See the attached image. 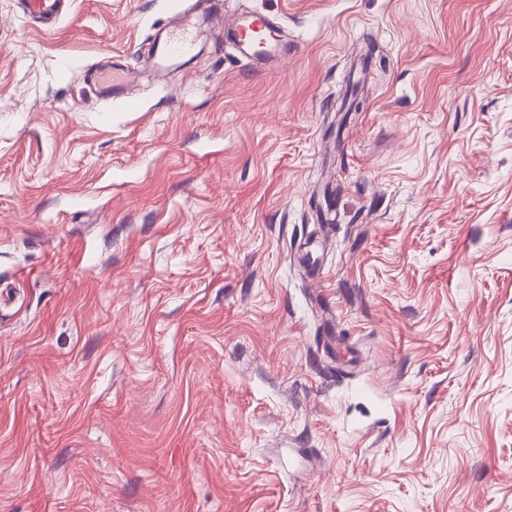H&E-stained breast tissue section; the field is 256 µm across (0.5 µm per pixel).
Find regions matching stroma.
<instances>
[{"mask_svg": "<svg viewBox=\"0 0 512 512\" xmlns=\"http://www.w3.org/2000/svg\"><path fill=\"white\" fill-rule=\"evenodd\" d=\"M222 2L0 0V512H512V0ZM24 12L44 26L54 24L67 9L66 0H20ZM244 36L242 44L248 47L245 51V55L250 59L247 60L254 67H260L265 65L263 62L267 54L274 48L279 39L278 32L273 22L264 15H257L249 18L244 24ZM267 40V46L263 49H258L254 45V38L263 40V37ZM254 37V38H253ZM194 45L192 35L183 29L165 42L159 53H156L153 60V66L157 71H161L166 60L170 56H184L188 54Z\"/></svg>", "mask_w": 512, "mask_h": 512, "instance_id": "obj_1", "label": "stroma"}]
</instances>
